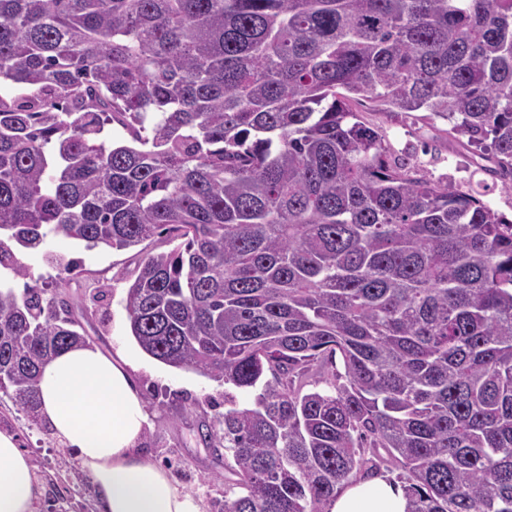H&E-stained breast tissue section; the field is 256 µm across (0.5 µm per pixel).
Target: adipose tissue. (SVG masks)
<instances>
[{
    "label": "adipose tissue",
    "mask_w": 512,
    "mask_h": 512,
    "mask_svg": "<svg viewBox=\"0 0 512 512\" xmlns=\"http://www.w3.org/2000/svg\"><path fill=\"white\" fill-rule=\"evenodd\" d=\"M130 363L91 345H77L43 368L40 416L51 433L76 451L103 512H203L170 472L141 449L148 426ZM42 494L29 458L14 436L0 431V512H35ZM402 484L386 475L341 489L328 512H407Z\"/></svg>",
    "instance_id": "1"
}]
</instances>
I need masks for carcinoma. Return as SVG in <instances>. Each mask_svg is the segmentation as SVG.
<instances>
[{"label": "carcinoma", "instance_id": "1", "mask_svg": "<svg viewBox=\"0 0 512 512\" xmlns=\"http://www.w3.org/2000/svg\"><path fill=\"white\" fill-rule=\"evenodd\" d=\"M1 78L0 267L50 235L180 241L126 309L224 381L212 512H326L383 465L408 512H512V219L350 107L448 121L511 189L512 0H0ZM77 325L61 284L0 289V390L35 423Z\"/></svg>", "mask_w": 512, "mask_h": 512}]
</instances>
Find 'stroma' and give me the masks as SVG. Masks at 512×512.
<instances>
[{
	"mask_svg": "<svg viewBox=\"0 0 512 512\" xmlns=\"http://www.w3.org/2000/svg\"><path fill=\"white\" fill-rule=\"evenodd\" d=\"M354 109L366 124L384 135L391 155L407 159L418 175L479 194L494 211L512 218V189L503 188L500 180L491 176L494 159L480 157L465 138L449 136L447 121L427 112H391L368 99L355 103ZM174 247V241L164 235L122 250L102 245L89 248L52 236L44 249L16 248L29 279L14 278L10 270L1 267L0 278L8 280L18 294L28 283L51 291L59 271L46 260V253L74 259L66 291L81 333L106 354H128L134 360L135 377L150 414L143 440L146 454L167 469L183 490L207 504L224 490L219 478L224 464L204 447L198 426L205 413L223 403L224 386L194 370L174 368L146 354L131 335L126 310L127 290L141 260L147 254L168 252ZM0 430L17 438L43 487L37 512H52L59 506L65 512H83L84 504L94 503L90 478L75 452L42 426L32 424L1 391Z\"/></svg>",
	"mask_w": 512,
	"mask_h": 512,
	"instance_id": "35a3bbf8",
	"label": "stroma"
}]
</instances>
